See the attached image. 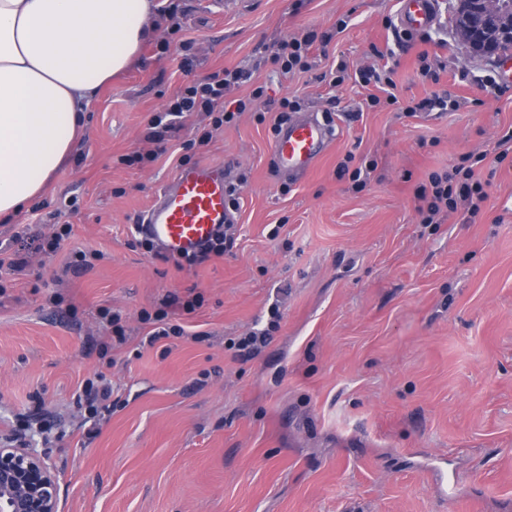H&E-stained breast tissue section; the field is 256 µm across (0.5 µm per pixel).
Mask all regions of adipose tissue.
I'll list each match as a JSON object with an SVG mask.
<instances>
[{
  "instance_id": "adipose-tissue-1",
  "label": "adipose tissue",
  "mask_w": 512,
  "mask_h": 512,
  "mask_svg": "<svg viewBox=\"0 0 512 512\" xmlns=\"http://www.w3.org/2000/svg\"><path fill=\"white\" fill-rule=\"evenodd\" d=\"M152 0H0V221L47 188L86 106L151 33Z\"/></svg>"
}]
</instances>
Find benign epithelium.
Returning a JSON list of instances; mask_svg holds the SVG:
<instances>
[{
	"instance_id": "benign-epithelium-1",
	"label": "benign epithelium",
	"mask_w": 512,
	"mask_h": 512,
	"mask_svg": "<svg viewBox=\"0 0 512 512\" xmlns=\"http://www.w3.org/2000/svg\"><path fill=\"white\" fill-rule=\"evenodd\" d=\"M471 30L479 36L512 13V0H470ZM59 478L45 454L0 436V512H60Z\"/></svg>"
}]
</instances>
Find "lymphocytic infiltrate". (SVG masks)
Instances as JSON below:
<instances>
[{"mask_svg":"<svg viewBox=\"0 0 512 512\" xmlns=\"http://www.w3.org/2000/svg\"><path fill=\"white\" fill-rule=\"evenodd\" d=\"M185 14L186 10L179 0H169L168 5L160 9L163 33L158 45L165 51L173 46L178 47L182 53L179 69L185 81L169 98L165 109L151 118L144 136L145 141L151 145L150 150L145 153L136 151L123 157L125 165L151 162L165 154L172 133L182 128L184 116L192 112L204 113L211 120L210 130L202 132L198 138L199 145H208L214 130L253 111L255 101L264 94L263 87L259 86L253 90L250 99L233 98V90L252 77L251 72L241 68H225L203 76L195 75L194 61L189 55L192 43L180 37ZM314 40V35L310 33L281 40L276 43L269 60L285 73L310 71V49ZM483 160V155L468 154L453 172L431 173L427 182L416 187V211L421 223L439 224L449 214L460 210L472 218L479 214L487 193L483 185L475 181L474 168Z\"/></svg>","mask_w":512,"mask_h":512,"instance_id":"obj_1","label":"lymphocytic infiltrate"}]
</instances>
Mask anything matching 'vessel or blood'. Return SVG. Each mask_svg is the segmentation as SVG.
<instances>
[{"instance_id":"1","label":"vessel or blood","mask_w":512,"mask_h":512,"mask_svg":"<svg viewBox=\"0 0 512 512\" xmlns=\"http://www.w3.org/2000/svg\"><path fill=\"white\" fill-rule=\"evenodd\" d=\"M435 0H401L400 31L414 32L435 24ZM331 130L314 116H300L284 124L271 144L280 172L302 177L328 149ZM228 207L223 168L194 165L182 168L160 187L153 205L141 217L142 233L169 255L198 249L223 224Z\"/></svg>"}]
</instances>
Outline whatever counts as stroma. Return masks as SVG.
<instances>
[{
    "label": "stroma",
    "mask_w": 512,
    "mask_h": 512,
    "mask_svg": "<svg viewBox=\"0 0 512 512\" xmlns=\"http://www.w3.org/2000/svg\"><path fill=\"white\" fill-rule=\"evenodd\" d=\"M197 74L237 66L266 87L250 112L189 147L208 123L187 117L156 161L149 119L183 75L146 44L94 98L84 131L45 192L0 223V434L25 431L53 465L63 512H512V79L474 52L438 0L426 39L401 42L399 0H185ZM348 18L344 32L336 22ZM306 31L314 71L282 74L266 46ZM393 51L402 99L448 93L460 106L406 116L364 109L374 87L319 81L333 58L360 65ZM440 63L423 79L417 56ZM493 85H486V78ZM255 82V83H256ZM322 115L335 99L332 143L304 177L271 174V126L283 97ZM486 153L478 216L418 221L414 190L433 171ZM243 177L224 256L196 266L152 259L132 226L180 160ZM376 160L363 191L340 162ZM72 231L54 255L53 225ZM99 252L73 273V252ZM202 295L170 311L185 333L143 345L167 294ZM119 313L123 342L102 351ZM269 332L252 357L238 340ZM112 412L88 438L73 396L96 375Z\"/></svg>",
    "instance_id": "35a3bbf8"
}]
</instances>
